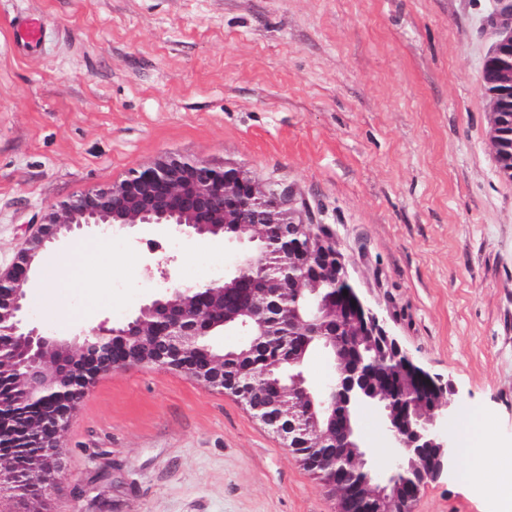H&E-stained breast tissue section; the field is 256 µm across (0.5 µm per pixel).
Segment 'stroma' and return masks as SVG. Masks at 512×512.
<instances>
[{
	"label": "stroma",
	"instance_id": "1",
	"mask_svg": "<svg viewBox=\"0 0 512 512\" xmlns=\"http://www.w3.org/2000/svg\"><path fill=\"white\" fill-rule=\"evenodd\" d=\"M495 0H0V270L46 208L173 153L294 190L330 225L362 296L482 416L480 484L456 457L414 512H492L512 467V179L482 67ZM41 19L31 50L17 18ZM40 261L26 318L73 340L164 288L222 281L246 244L138 224ZM77 280L43 282L60 264ZM357 424L376 473L380 414ZM43 512H336L337 499L233 396L156 366L101 375L60 438Z\"/></svg>",
	"mask_w": 512,
	"mask_h": 512
}]
</instances>
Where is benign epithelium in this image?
<instances>
[{"instance_id": "7a95c632", "label": "benign epithelium", "mask_w": 512, "mask_h": 512, "mask_svg": "<svg viewBox=\"0 0 512 512\" xmlns=\"http://www.w3.org/2000/svg\"><path fill=\"white\" fill-rule=\"evenodd\" d=\"M496 3L487 24L497 30L499 39L483 69L491 73L495 101L507 107L512 104V0ZM136 224H163L182 234L197 236L218 237L230 231V239L254 244L249 254L257 255L264 253L263 225L283 236L316 225V218L288 189L280 191L230 163L204 162L177 154L161 155L118 182L83 190L50 205L39 231L26 242L15 262L0 271V361L4 359L5 337L22 338V348L11 354V362L23 369L13 405L34 396L85 397L100 375L112 371V349L121 345L123 336L131 340V347L145 346L151 350L146 364L167 366L193 350L199 337L220 326L249 337L277 335V327L268 317L278 292L276 280L256 279L244 302L218 313L197 296L209 288L222 294L228 287L239 286L238 269L225 276L222 283L167 289L131 320L112 328L100 326L80 340H57L23 324L28 284L48 245L84 226L115 229ZM321 228L323 231L309 239L307 246L315 268L320 272L331 270L336 278L350 280L343 254L326 225ZM347 309L352 312L358 335L372 337L387 355L399 359L401 346L356 292L345 306L312 289L303 311H295V316L304 327L314 330L327 314ZM403 373L434 407L405 426L394 422L388 408L380 407L388 424L391 447L395 449L392 467L383 476L368 468L366 451L353 440L357 433L351 421H345L334 432L320 427L316 406L336 403V392L325 391L317 402L302 375L286 389L268 391L248 375L224 377L212 362L194 368L192 378L213 388L229 382L237 400L285 442L289 438L288 428L278 426L277 422L287 398H293L317 436L316 442L334 445L340 460L367 474L366 486L338 498L337 512H354L358 499L366 500L368 512H394L401 487L398 476L405 465L414 463L424 450L432 453L431 466L421 475L422 487L448 473L455 453L448 439V415L454 394L451 385L410 358L403 363ZM73 412L72 407L52 410L22 435L0 429V484L15 483L24 474L56 480L62 472L60 436Z\"/></svg>"}]
</instances>
